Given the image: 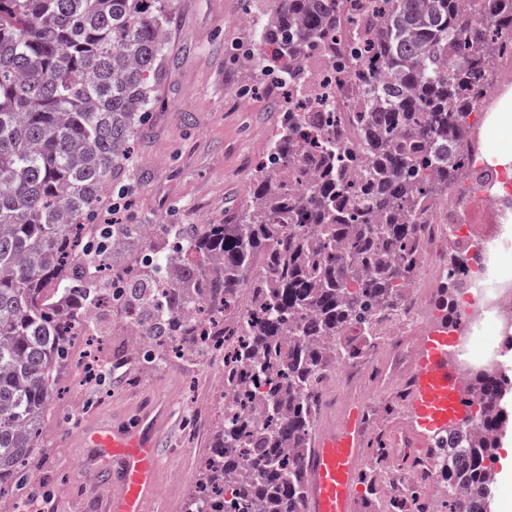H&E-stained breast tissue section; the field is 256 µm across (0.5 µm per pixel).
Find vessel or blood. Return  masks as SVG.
<instances>
[{"label":"vessel or blood","instance_id":"vessel-or-blood-1","mask_svg":"<svg viewBox=\"0 0 512 512\" xmlns=\"http://www.w3.org/2000/svg\"><path fill=\"white\" fill-rule=\"evenodd\" d=\"M448 327L432 323L418 336L410 370L409 410L402 431L413 447L428 448L430 433L448 425V409L459 384L448 362ZM369 431L361 401H346L337 427L318 429L306 458L304 512H355L357 475L364 463ZM166 432V411L142 410L130 422L90 430L87 466L90 482L112 471V496L105 512H161L158 499L159 451Z\"/></svg>","mask_w":512,"mask_h":512}]
</instances>
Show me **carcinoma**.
Listing matches in <instances>:
<instances>
[{
	"instance_id": "obj_1",
	"label": "carcinoma",
	"mask_w": 512,
	"mask_h": 512,
	"mask_svg": "<svg viewBox=\"0 0 512 512\" xmlns=\"http://www.w3.org/2000/svg\"><path fill=\"white\" fill-rule=\"evenodd\" d=\"M171 2L0 0V500L39 495L54 392L77 341L107 336L97 318L76 327L116 309L135 322L144 362L222 352L225 392L274 403L261 421L221 418L182 512H303L325 373L363 358L404 314L423 221L472 172L473 106L512 57V0H270L257 59L296 104L233 221L154 224L161 246L141 224L97 220L153 107ZM314 57L354 92L352 111L303 99ZM118 245L130 250L113 272ZM468 262L455 255L440 285L451 326ZM508 387L475 375L464 403L476 396L487 412L431 440L449 512H485Z\"/></svg>"
}]
</instances>
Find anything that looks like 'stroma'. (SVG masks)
Returning a JSON list of instances; mask_svg holds the SVG:
<instances>
[{"mask_svg": "<svg viewBox=\"0 0 512 512\" xmlns=\"http://www.w3.org/2000/svg\"><path fill=\"white\" fill-rule=\"evenodd\" d=\"M267 8V0H174L153 108L105 191L126 197L123 223L220 224L246 204L256 164L283 116L279 78L245 63L257 52L255 31ZM387 359L384 345L368 353L355 387L374 406L375 435L385 440L407 415L400 386L378 393L375 377ZM223 368L216 357L151 369L130 363L114 373L104 394L73 389L54 400L39 459L41 486L54 492L49 512H96L97 498L112 492V478L104 476L96 495L87 493L85 429L103 418L130 419L154 404L169 417L159 496L169 512H181L211 446ZM488 464L497 474L492 512H504L512 503V422Z\"/></svg>", "mask_w": 512, "mask_h": 512, "instance_id": "1", "label": "stroma"}]
</instances>
